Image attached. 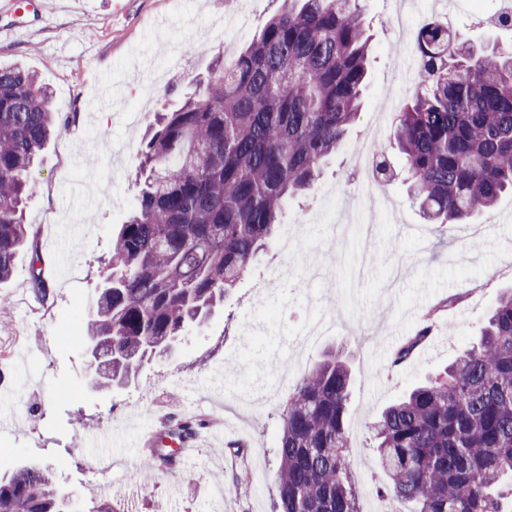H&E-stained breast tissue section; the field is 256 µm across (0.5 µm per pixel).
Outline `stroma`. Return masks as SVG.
I'll return each mask as SVG.
<instances>
[{"label": "stroma", "mask_w": 512, "mask_h": 512, "mask_svg": "<svg viewBox=\"0 0 512 512\" xmlns=\"http://www.w3.org/2000/svg\"><path fill=\"white\" fill-rule=\"evenodd\" d=\"M46 20L0 11V65L34 71L51 108L75 113L40 153L38 189L24 221L40 234L47 298L32 284V255L19 251L0 282L10 310L0 315V473L23 463L54 468L59 449L74 463L57 478L78 512L124 496L140 479L131 453L151 446L153 420L187 414L208 420L179 478L157 475L139 512H273L276 442L288 395L324 352L351 370L346 427L351 481L361 512H390L371 451L376 415L413 383L442 370L476 342L489 310L512 286V194L464 224H427L394 170L384 193L348 177L359 140L393 143L388 114L410 100L417 63L392 13L393 0H359L371 42L368 91L342 150L316 184L289 200L287 251L268 248L204 325L175 354L145 361L125 385L104 388L89 368L91 304L110 272L112 241L137 203L139 145L156 112L192 92L216 56L232 61L258 35L280 0H45ZM498 0H453L456 31H476L475 14ZM109 152L91 154L98 136ZM287 267L288 285L273 274ZM463 296L447 323L408 363L392 351L423 313ZM251 330L242 331L243 322Z\"/></svg>", "instance_id": "1"}]
</instances>
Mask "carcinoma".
<instances>
[{
	"instance_id": "1",
	"label": "carcinoma",
	"mask_w": 512,
	"mask_h": 512,
	"mask_svg": "<svg viewBox=\"0 0 512 512\" xmlns=\"http://www.w3.org/2000/svg\"><path fill=\"white\" fill-rule=\"evenodd\" d=\"M419 89L398 113L394 143L429 224H462L512 192V47L475 49L422 25ZM370 56L358 0H283L233 64L215 58L202 94L157 113L141 143L139 201L112 245L110 280L93 304L99 377L121 385L224 302L282 222L340 151L361 110ZM20 66H0V282L18 251L40 261L22 204L32 164L75 120ZM441 309L393 352L400 366L430 339ZM350 374L329 356L288 396L277 440L276 512H359L345 427ZM205 427L185 419L144 457L147 483L179 465V445ZM384 491L412 512H512V289L479 342L373 423ZM0 512H74L35 464L0 475Z\"/></svg>"
}]
</instances>
